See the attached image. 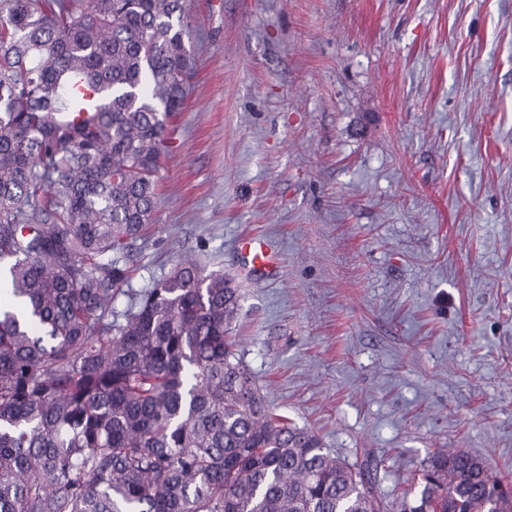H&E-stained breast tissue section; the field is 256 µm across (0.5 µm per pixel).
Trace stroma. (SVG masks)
Here are the masks:
<instances>
[{"label": "stroma", "mask_w": 512, "mask_h": 512, "mask_svg": "<svg viewBox=\"0 0 512 512\" xmlns=\"http://www.w3.org/2000/svg\"><path fill=\"white\" fill-rule=\"evenodd\" d=\"M187 8L197 74L133 288L185 251L235 278L261 392L384 460L380 497L437 448L512 478V0ZM238 248L246 256H251V262L255 267L271 273L276 268V260L268 250L256 239L246 238L238 242Z\"/></svg>", "instance_id": "1"}]
</instances>
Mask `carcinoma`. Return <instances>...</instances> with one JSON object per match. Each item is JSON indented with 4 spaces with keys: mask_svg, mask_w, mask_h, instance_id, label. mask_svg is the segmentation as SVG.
I'll return each mask as SVG.
<instances>
[{
    "mask_svg": "<svg viewBox=\"0 0 512 512\" xmlns=\"http://www.w3.org/2000/svg\"><path fill=\"white\" fill-rule=\"evenodd\" d=\"M189 35L186 0H0V512H512L451 448L379 499L267 404L194 254L132 288Z\"/></svg>",
    "mask_w": 512,
    "mask_h": 512,
    "instance_id": "cac0c4a2",
    "label": "carcinoma"
}]
</instances>
